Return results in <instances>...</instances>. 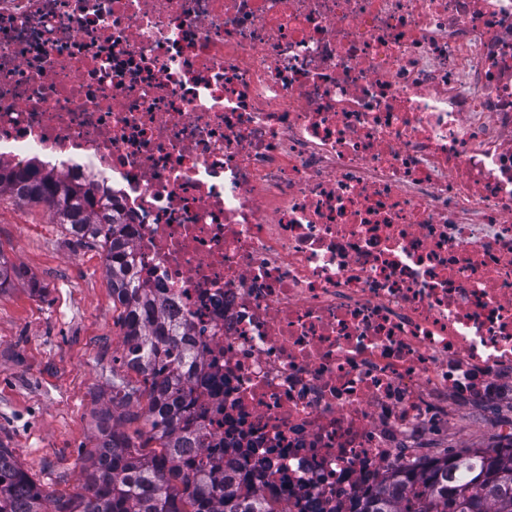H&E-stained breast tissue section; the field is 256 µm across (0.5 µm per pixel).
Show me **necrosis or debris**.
I'll use <instances>...</instances> for the list:
<instances>
[{"mask_svg":"<svg viewBox=\"0 0 512 512\" xmlns=\"http://www.w3.org/2000/svg\"><path fill=\"white\" fill-rule=\"evenodd\" d=\"M0 166L130 216L277 512L512 398V0H0Z\"/></svg>","mask_w":512,"mask_h":512,"instance_id":"necrosis-or-debris-1","label":"necrosis or debris"}]
</instances>
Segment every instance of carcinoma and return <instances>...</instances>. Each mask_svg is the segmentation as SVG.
<instances>
[{"label":"carcinoma","instance_id":"cac0c4a2","mask_svg":"<svg viewBox=\"0 0 512 512\" xmlns=\"http://www.w3.org/2000/svg\"><path fill=\"white\" fill-rule=\"evenodd\" d=\"M2 193L43 205L72 235L101 245L123 336L77 490L58 496L38 488L0 442V512H276L251 489L248 473L195 448L199 361L185 330L141 286L131 225L118 207L80 184L0 169ZM20 276L0 252V293ZM140 419L144 427L129 433L126 424ZM353 512H512V441L448 448L418 468H401L366 490Z\"/></svg>","mask_w":512,"mask_h":512}]
</instances>
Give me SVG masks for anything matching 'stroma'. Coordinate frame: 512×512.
Masks as SVG:
<instances>
[{"label": "stroma", "mask_w": 512, "mask_h": 512, "mask_svg": "<svg viewBox=\"0 0 512 512\" xmlns=\"http://www.w3.org/2000/svg\"><path fill=\"white\" fill-rule=\"evenodd\" d=\"M0 252L23 272L0 293V440L44 490L70 493L121 345L104 253L42 205L19 202L0 209ZM33 280L41 293H31ZM497 434L489 418L456 412L432 441L485 448Z\"/></svg>", "instance_id": "35a3bbf8"}]
</instances>
